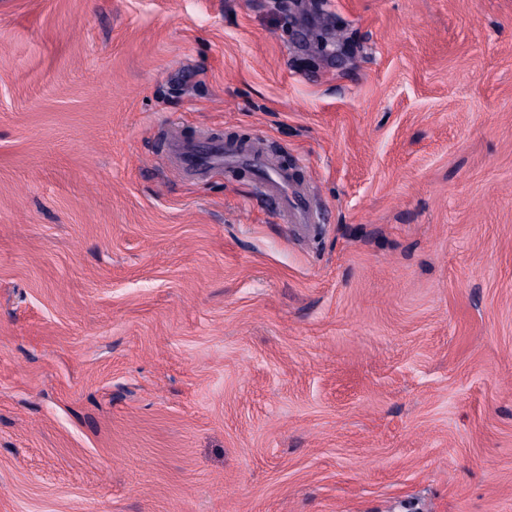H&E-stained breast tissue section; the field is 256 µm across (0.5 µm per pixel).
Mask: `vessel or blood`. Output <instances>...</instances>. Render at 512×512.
I'll use <instances>...</instances> for the list:
<instances>
[{"mask_svg":"<svg viewBox=\"0 0 512 512\" xmlns=\"http://www.w3.org/2000/svg\"><path fill=\"white\" fill-rule=\"evenodd\" d=\"M169 149L184 171L247 170L261 195L277 199L279 214L287 223L301 226L312 223L308 195L294 172L273 166L258 145L224 139L193 142L175 137L171 139Z\"/></svg>","mask_w":512,"mask_h":512,"instance_id":"b4317fda","label":"vessel or blood"}]
</instances>
